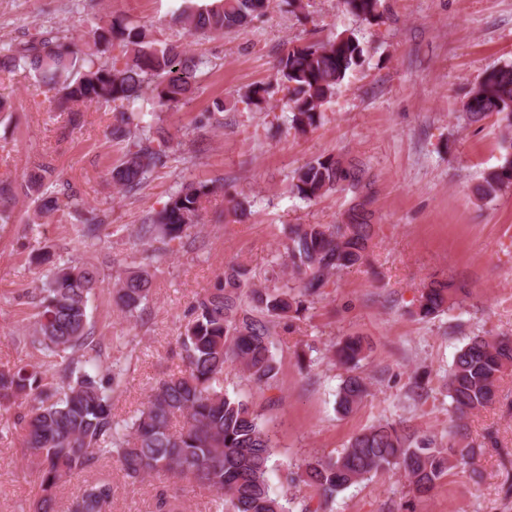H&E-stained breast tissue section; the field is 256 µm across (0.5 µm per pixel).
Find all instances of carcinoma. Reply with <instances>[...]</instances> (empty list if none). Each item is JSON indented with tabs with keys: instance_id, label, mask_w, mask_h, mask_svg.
Here are the masks:
<instances>
[{
	"instance_id": "1",
	"label": "carcinoma",
	"mask_w": 512,
	"mask_h": 512,
	"mask_svg": "<svg viewBox=\"0 0 512 512\" xmlns=\"http://www.w3.org/2000/svg\"><path fill=\"white\" fill-rule=\"evenodd\" d=\"M270 0H213L179 14L192 36H207L248 27L262 17ZM350 14L368 22L382 19L383 0H341ZM364 49L355 34L341 33L325 43L289 47L276 68L288 83L292 127L315 128L322 108L336 93L348 72L363 63ZM202 58L176 43H160L147 28L112 19L92 33V42L80 50L52 31L21 40L0 51V74L19 70L32 73L58 96L76 129L83 123L82 104L119 105L120 121L112 139L123 153L112 168V183L132 193L172 155L171 137L144 122L136 103L148 92L159 106L171 109L191 99L199 84ZM470 125L495 114L504 122L500 163L476 187L480 200H491L512 186V64L484 72L463 105ZM55 168L39 162L23 183L0 180V222L9 214L6 203L18 191L34 193L33 219L65 207L73 211L85 202L69 188L54 184ZM373 181L366 165L339 155L320 156L298 167L291 193L315 201L338 188L348 189L354 201L336 224H294L288 237L289 281L257 288L247 268L230 264L224 280L198 296L191 306L192 320L179 337L184 370L159 380L143 408L130 423L112 417L110 392L123 373L103 377L99 350L94 344L88 308L99 283V269L90 263L66 260L54 263L45 276L34 342L46 356L77 355L63 368L45 362L30 368L0 369V402L23 400L17 416L23 445L30 453V470L38 475L42 494L33 512H56L54 490L69 478L91 469L100 459H115L129 483L148 478L177 477L215 492V512L224 505L233 512H288L271 493L269 461L273 441L260 414L248 402L230 396L221 385L224 367L236 364L247 380L271 389L278 366L272 353L273 336L285 332L322 296L331 277L361 265L373 237ZM211 188L203 182H184L174 190L141 238L165 244L181 241L199 224L203 199ZM96 218L79 225L85 241L100 238ZM152 281L145 269L127 272L118 280L114 300L133 317L150 295ZM465 289L443 278L430 280L420 291L416 314L433 318L458 303ZM368 344L348 336L332 349L337 364L347 370L337 393V409L354 412L368 395V383L356 372L366 358ZM512 372V337L472 336L460 348L448 371L453 430L448 446L417 436L393 422H380L355 434L335 456L305 461L297 480L314 488L318 506L301 512H325L336 494L363 479L402 470L415 494L430 493L453 468L473 463L483 445L469 440L467 416L491 404L498 383ZM112 486H90L72 504V512H105Z\"/></svg>"
}]
</instances>
